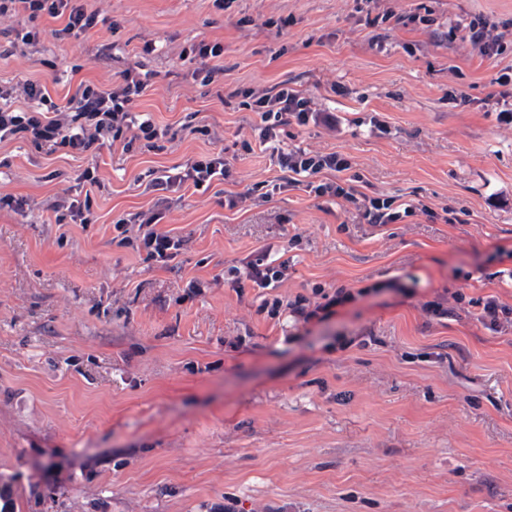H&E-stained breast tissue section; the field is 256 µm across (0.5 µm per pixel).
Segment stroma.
I'll use <instances>...</instances> for the list:
<instances>
[{"label": "stroma", "mask_w": 512, "mask_h": 512, "mask_svg": "<svg viewBox=\"0 0 512 512\" xmlns=\"http://www.w3.org/2000/svg\"><path fill=\"white\" fill-rule=\"evenodd\" d=\"M111 25L57 39L59 20L0 19V86L148 84L136 110L166 135L95 158L0 142V487L6 512H512V0H85ZM424 23L412 22V15ZM505 50L468 38L478 18ZM21 28L41 32L22 43ZM220 43L211 83L187 56ZM157 45L144 52L145 42ZM334 124L282 146L347 156L361 192L416 204L395 224L289 187L237 209L228 192L279 183L258 113L280 82ZM224 180L148 189L153 171L217 149ZM96 164V184L83 172ZM91 195L76 224L63 192ZM149 211L183 236L159 265L113 242ZM288 278L259 290L222 272L261 246ZM365 289L328 319L270 317L263 299ZM448 309L437 318L425 303Z\"/></svg>", "instance_id": "obj_1"}]
</instances>
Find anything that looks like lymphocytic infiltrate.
<instances>
[{"mask_svg": "<svg viewBox=\"0 0 512 512\" xmlns=\"http://www.w3.org/2000/svg\"><path fill=\"white\" fill-rule=\"evenodd\" d=\"M27 14L28 18L46 15L62 19L64 25L58 34L62 37L79 36L97 26L100 14L87 10L84 0H0V17ZM147 85L129 68L122 72L120 83L104 89L86 81L79 82L67 99L66 106L56 104L45 86L28 81L22 85L27 104L12 107L11 91L0 89V142L7 139L32 141L47 153L65 150L75 154H91L99 141L124 138L126 149H133L140 141L158 139L161 130L148 117L137 116L133 105L146 91ZM258 112L263 123L264 143L275 144L279 132L288 123L304 126L310 123H333V116L312 111L309 102L299 93L280 83L273 93L251 98L248 103ZM280 166L284 186L299 185L308 179V187L316 196L342 199L353 204L355 210L368 223L379 226L393 224L412 215V204L393 205L391 200L367 197L346 181L322 182L321 171L349 170V160L339 153L322 154L311 150H295L281 154ZM227 163L223 152L190 164L183 172L157 177L155 184L163 189L192 183L199 187L213 180L223 179ZM116 240L124 245L136 243L148 260L163 264L181 250L182 237L160 231L154 216L143 212L118 219L114 224ZM287 261L271 258L268 251L256 250L242 258L238 265L224 271V281L232 288H276L284 281Z\"/></svg>", "mask_w": 512, "mask_h": 512, "instance_id": "1", "label": "lymphocytic infiltrate"}]
</instances>
